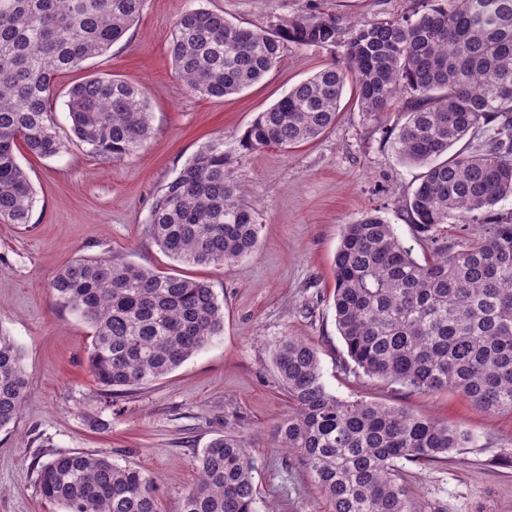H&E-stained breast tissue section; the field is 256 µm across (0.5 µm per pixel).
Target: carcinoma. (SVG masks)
<instances>
[{
  "instance_id": "cac0c4a2",
  "label": "carcinoma",
  "mask_w": 512,
  "mask_h": 512,
  "mask_svg": "<svg viewBox=\"0 0 512 512\" xmlns=\"http://www.w3.org/2000/svg\"><path fill=\"white\" fill-rule=\"evenodd\" d=\"M408 16L344 27L321 12L274 31L189 8L172 38L175 71L193 92L222 98L259 82L285 44L340 46V60L292 86L242 138L252 149L292 148L336 124L344 89L376 123L407 115L393 150L424 168L405 201L431 233L416 258L394 226L368 212L343 225L333 257L336 329L354 364L409 392L454 391L476 408L512 412V0H415ZM145 0H0V221L27 224L34 206L19 146L42 158L66 149L52 118L62 74L107 52L139 20ZM78 145L121 159L151 135L140 88L90 77L68 92ZM477 150L448 151L465 138ZM484 224L450 242L442 224ZM148 230L187 265L234 266L258 245L254 209L230 170L224 138L204 144L156 198ZM60 306L91 329L89 360L112 393L161 379L224 330L223 304L197 279L110 256L80 257L52 281ZM288 414L276 447L297 454L331 512H417L397 463L427 465L471 441L469 430L327 390L318 349L291 336L275 346ZM28 381L14 340L0 332V429L20 414ZM42 498L65 512H158L156 487L105 454L54 453L34 463ZM246 439L225 434L198 457L179 512H254Z\"/></svg>"
}]
</instances>
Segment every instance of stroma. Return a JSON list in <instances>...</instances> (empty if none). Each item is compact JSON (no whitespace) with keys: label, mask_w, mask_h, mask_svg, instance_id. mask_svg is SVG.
<instances>
[{"label":"stroma","mask_w":512,"mask_h":512,"mask_svg":"<svg viewBox=\"0 0 512 512\" xmlns=\"http://www.w3.org/2000/svg\"><path fill=\"white\" fill-rule=\"evenodd\" d=\"M411 6L412 0H146L121 41L59 79L53 119L61 137L70 135L68 92L90 76L141 87L152 134L121 159L76 145L51 158L17 155L35 203L30 223H0V332L21 348L29 390L15 424L0 431V512H61L38 495L33 462L41 453L73 451L105 453L141 469L157 487L158 512H178L198 477L202 449L230 431L250 446L254 512H328L297 455L274 446V429L288 412L273 364L285 336L318 349L323 382L336 396L439 417L473 433L446 460L401 462L419 512H512V464L499 458L512 448V412L487 413L456 393H412L370 377L348 358L336 330L332 260L343 224L376 210L416 256L427 252L425 233L404 210L421 170L399 162L385 137L405 122L401 109H392L382 131L347 91L329 132L296 148L248 149L240 139L257 114L337 61L340 48L286 45L260 82L220 99L191 92L171 58L175 23L190 7L270 31L313 9L348 26L398 17ZM219 136L256 211L259 245L232 267L184 265L150 236L151 208L189 158ZM103 254L205 281L224 305L222 336L166 377L114 399L90 368L89 328L62 310L51 288L63 265Z\"/></svg>","instance_id":"obj_1"}]
</instances>
